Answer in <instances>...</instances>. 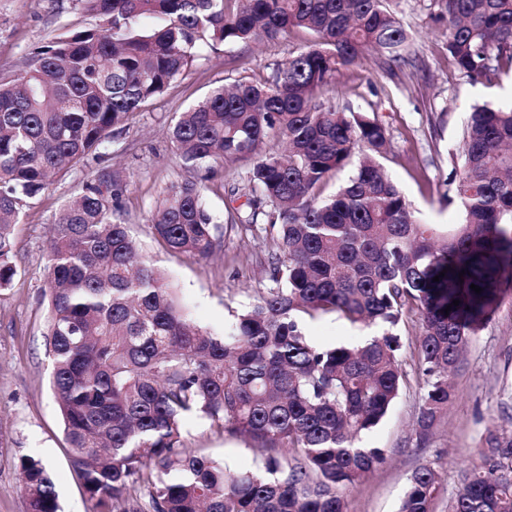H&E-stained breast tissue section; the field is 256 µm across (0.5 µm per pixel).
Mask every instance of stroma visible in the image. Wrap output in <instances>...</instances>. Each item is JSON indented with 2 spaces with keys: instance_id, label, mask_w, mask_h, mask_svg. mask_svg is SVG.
<instances>
[{
  "instance_id": "1",
  "label": "stroma",
  "mask_w": 512,
  "mask_h": 512,
  "mask_svg": "<svg viewBox=\"0 0 512 512\" xmlns=\"http://www.w3.org/2000/svg\"><path fill=\"white\" fill-rule=\"evenodd\" d=\"M392 7L412 35L409 64L387 66L367 55L320 97L375 116L389 138L382 164L416 216L427 224L452 225L460 220L457 205L448 198L462 127L475 106L512 104V71L490 84L470 82L448 59V27L436 18L437 0H393ZM96 22L79 0H0V75L24 68L53 37ZM304 41L298 35L285 41L204 47L201 59L113 131L102 146L106 162L92 159L72 169L22 210L11 228L17 273L10 287L0 288V512H27L18 470L25 455L48 465L61 512L92 510L69 454L44 336L47 301L41 284L55 215L87 181L119 171L115 219L128 225L189 316L223 334L233 312L255 303L271 285L272 235L263 219L253 232L218 230L219 246L209 258L169 251L156 238L150 218L169 185L198 183L208 208L219 218L232 193L249 189L250 164L244 160L208 172L184 169L168 128L212 87L267 78L273 64ZM421 330L419 312L405 313L398 328L405 383L386 417L360 439L363 447L385 449L387 460L342 488L345 512H397L410 475L424 465L432 466L440 478L434 510L446 512L462 488L463 472L479 464L487 432L512 430L501 412L503 403L512 400V291L471 336L451 379L455 398L422 442L415 432L425 392L417 360ZM377 332V327L354 326L334 315L306 325L307 336L319 346L354 344ZM183 434L188 447L226 459L234 468L255 466L247 441L223 436L205 420H188Z\"/></svg>"
}]
</instances>
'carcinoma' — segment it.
Returning <instances> with one entry per match:
<instances>
[{"instance_id": "1", "label": "carcinoma", "mask_w": 512, "mask_h": 512, "mask_svg": "<svg viewBox=\"0 0 512 512\" xmlns=\"http://www.w3.org/2000/svg\"><path fill=\"white\" fill-rule=\"evenodd\" d=\"M82 2L95 26L53 38L0 78V288L16 275L10 227L24 207L89 157L104 160L98 149L112 131L191 67L200 45L307 36L267 79L221 85L169 128L186 168L252 159L250 193L224 222L252 231L262 214L276 232L274 286L233 314L224 335L187 317L114 219L118 173L86 183L51 227L42 292L52 387L93 512H345L340 488L386 457L356 440L404 384L403 315L422 319V441L453 398L448 379L470 336L512 287V107L473 109L452 179L461 222L422 224L379 162L384 125L316 96L367 50L408 61L391 0ZM444 9L460 74L490 81L512 66V0H445ZM147 18L160 24L147 30ZM272 133L285 153L260 151ZM351 165L334 194L318 193ZM151 223L173 251L216 248L193 182L170 185ZM326 315L382 334L316 346L304 325ZM196 417L247 440L261 467L233 469L188 447L183 426ZM19 470L28 512H60L47 466L23 456ZM439 489L434 468L419 467L399 512H433ZM448 512H512V435L487 433L482 463Z\"/></svg>"}]
</instances>
